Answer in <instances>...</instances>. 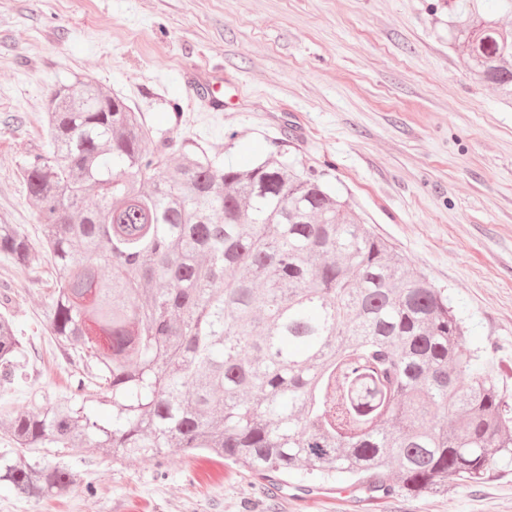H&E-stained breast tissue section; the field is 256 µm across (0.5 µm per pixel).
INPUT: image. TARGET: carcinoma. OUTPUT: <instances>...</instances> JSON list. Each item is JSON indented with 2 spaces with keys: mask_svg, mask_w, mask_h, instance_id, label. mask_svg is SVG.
Masks as SVG:
<instances>
[{
  "mask_svg": "<svg viewBox=\"0 0 512 512\" xmlns=\"http://www.w3.org/2000/svg\"><path fill=\"white\" fill-rule=\"evenodd\" d=\"M479 2L448 0L450 44L512 106V29ZM46 129L51 151L22 167L42 238L0 224V256L56 270L42 323L86 376L37 410L4 412L15 447L207 452L384 495L478 483L512 463V408L448 296L321 174L154 142L87 74L53 87ZM12 302L3 289L0 385L18 387ZM0 481L34 503L77 485L60 463L11 450Z\"/></svg>",
  "mask_w": 512,
  "mask_h": 512,
  "instance_id": "1",
  "label": "carcinoma"
}]
</instances>
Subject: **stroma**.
<instances>
[{
	"label": "stroma",
	"mask_w": 512,
	"mask_h": 512,
	"mask_svg": "<svg viewBox=\"0 0 512 512\" xmlns=\"http://www.w3.org/2000/svg\"><path fill=\"white\" fill-rule=\"evenodd\" d=\"M81 73L142 112L154 137L227 164L283 156L325 170L445 290L512 403V108L450 47L444 0H0V224L33 238L21 168L49 149L51 86ZM53 281L48 264L0 261L28 360L26 386L0 392V409L39 407L84 374L41 323ZM24 455L61 462L81 487L35 508L1 482L0 512H512L501 462L477 484L382 495L301 489L173 449L160 463L96 448Z\"/></svg>",
	"instance_id": "35a3bbf8"
}]
</instances>
